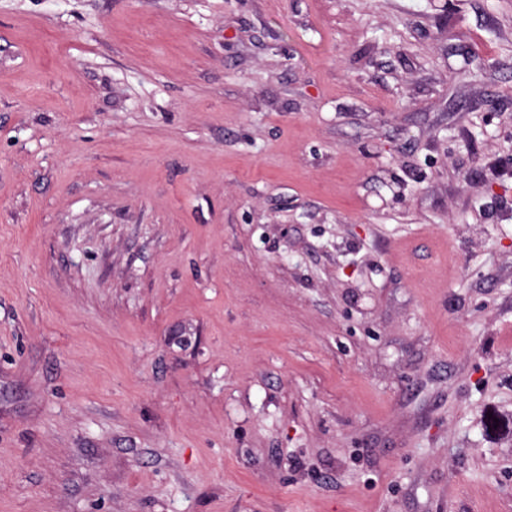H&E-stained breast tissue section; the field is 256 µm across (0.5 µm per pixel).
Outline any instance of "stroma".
I'll return each mask as SVG.
<instances>
[{"instance_id": "obj_1", "label": "stroma", "mask_w": 512, "mask_h": 512, "mask_svg": "<svg viewBox=\"0 0 512 512\" xmlns=\"http://www.w3.org/2000/svg\"><path fill=\"white\" fill-rule=\"evenodd\" d=\"M0 512H512V0H0Z\"/></svg>"}]
</instances>
